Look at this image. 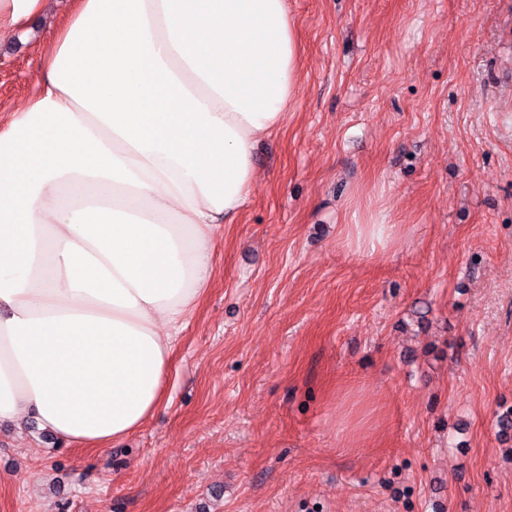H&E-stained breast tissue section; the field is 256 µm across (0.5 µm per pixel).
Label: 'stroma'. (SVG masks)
I'll list each match as a JSON object with an SVG mask.
<instances>
[{"mask_svg":"<svg viewBox=\"0 0 512 512\" xmlns=\"http://www.w3.org/2000/svg\"><path fill=\"white\" fill-rule=\"evenodd\" d=\"M288 3L301 87L164 402L108 448L1 422L0 512H512V0ZM41 58L0 45V103Z\"/></svg>","mask_w":512,"mask_h":512,"instance_id":"1","label":"stroma"}]
</instances>
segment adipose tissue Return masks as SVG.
<instances>
[{
  "label": "adipose tissue",
  "mask_w": 512,
  "mask_h": 512,
  "mask_svg": "<svg viewBox=\"0 0 512 512\" xmlns=\"http://www.w3.org/2000/svg\"><path fill=\"white\" fill-rule=\"evenodd\" d=\"M56 0H0V42ZM35 93L0 110V422L83 448L162 404L217 225L300 82L288 0H70Z\"/></svg>",
  "instance_id": "1"
}]
</instances>
